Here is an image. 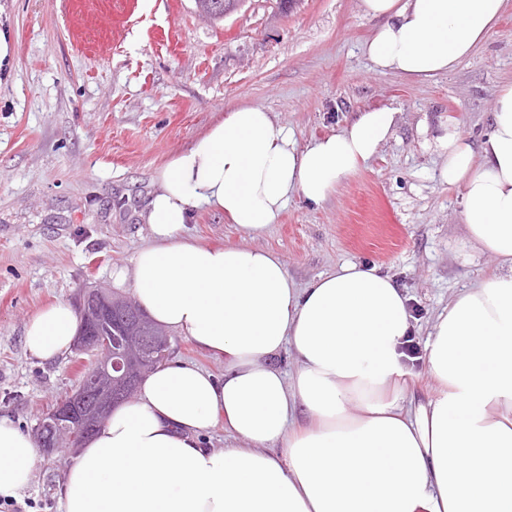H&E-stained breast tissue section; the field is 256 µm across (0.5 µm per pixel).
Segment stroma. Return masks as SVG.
Returning <instances> with one entry per match:
<instances>
[{
    "label": "stroma",
    "mask_w": 512,
    "mask_h": 512,
    "mask_svg": "<svg viewBox=\"0 0 512 512\" xmlns=\"http://www.w3.org/2000/svg\"><path fill=\"white\" fill-rule=\"evenodd\" d=\"M377 21L360 0H245L218 20L194 0H0L10 69L0 73V417L34 433L86 367L24 346L27 321L85 288L111 285L151 238L144 214L157 172L226 110L270 112L299 143L356 113L392 107L400 122L366 164L318 205L293 198L253 243L303 285L343 262L378 268L403 288L419 356L407 382L434 394L428 334L458 292L496 271L468 240L459 188L426 145L447 124L470 141L490 129L512 84V4L451 72L414 81L376 70L363 52ZM190 238L240 245L223 213L195 209ZM67 448L39 455L23 493L31 512H61Z\"/></svg>",
    "instance_id": "1"
}]
</instances>
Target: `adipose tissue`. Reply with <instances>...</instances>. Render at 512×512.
<instances>
[{"label":"adipose tissue","mask_w":512,"mask_h":512,"mask_svg":"<svg viewBox=\"0 0 512 512\" xmlns=\"http://www.w3.org/2000/svg\"><path fill=\"white\" fill-rule=\"evenodd\" d=\"M511 0H361L379 20L364 53L375 69L424 81L452 71ZM391 108L298 143L254 105L226 111L158 173L151 244L113 271L156 323L223 357V375L185 361L149 374L60 479L62 512H512V85L480 144L446 128L431 147L463 190L472 244L494 276L456 294L429 333L432 398L410 397L399 347L411 332L393 277L352 262L306 285L276 253L185 236L194 209L224 212L245 235L291 198L324 202L395 132ZM66 302L26 324L38 359L67 353ZM292 352L293 374L272 360ZM241 446L206 447L216 424ZM34 439L0 418V496L26 488Z\"/></svg>","instance_id":"adipose-tissue-1"}]
</instances>
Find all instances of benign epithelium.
I'll list each match as a JSON object with an SVG mask.
<instances>
[{
    "mask_svg": "<svg viewBox=\"0 0 512 512\" xmlns=\"http://www.w3.org/2000/svg\"><path fill=\"white\" fill-rule=\"evenodd\" d=\"M116 298L110 289L94 287L80 292L77 304L80 322L74 341L78 354L91 357V379L76 392L58 403L39 425V446L50 455L57 448H80L96 430L101 417L116 404L128 399L136 390L144 370L138 357L154 363L165 362L172 355L169 335L158 330L151 336L132 341L117 336L102 348L95 341L96 316L101 309H112Z\"/></svg>",
    "mask_w": 512,
    "mask_h": 512,
    "instance_id": "7a95c632",
    "label": "benign epithelium"
}]
</instances>
